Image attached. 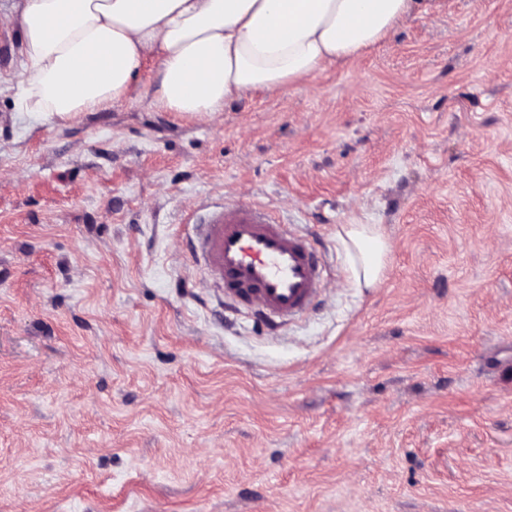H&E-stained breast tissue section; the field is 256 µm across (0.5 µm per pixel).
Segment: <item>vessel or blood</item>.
Returning <instances> with one entry per match:
<instances>
[{
	"label": "vessel or blood",
	"mask_w": 512,
	"mask_h": 512,
	"mask_svg": "<svg viewBox=\"0 0 512 512\" xmlns=\"http://www.w3.org/2000/svg\"><path fill=\"white\" fill-rule=\"evenodd\" d=\"M190 258L211 287L272 325L314 308L327 272L309 240L250 203L205 202Z\"/></svg>",
	"instance_id": "obj_1"
}]
</instances>
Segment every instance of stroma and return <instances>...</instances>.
Wrapping results in <instances>:
<instances>
[{
	"instance_id": "obj_1",
	"label": "stroma",
	"mask_w": 512,
	"mask_h": 512,
	"mask_svg": "<svg viewBox=\"0 0 512 512\" xmlns=\"http://www.w3.org/2000/svg\"><path fill=\"white\" fill-rule=\"evenodd\" d=\"M0 25V512H512V0H431L211 116L19 108ZM313 241L279 328L186 258L204 200ZM344 224L392 251L359 287Z\"/></svg>"
}]
</instances>
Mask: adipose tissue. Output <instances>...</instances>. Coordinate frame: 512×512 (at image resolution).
Listing matches in <instances>:
<instances>
[{"label": "adipose tissue", "instance_id": "adipose-tissue-1", "mask_svg": "<svg viewBox=\"0 0 512 512\" xmlns=\"http://www.w3.org/2000/svg\"><path fill=\"white\" fill-rule=\"evenodd\" d=\"M418 0H19L0 21L25 50L22 108L65 121L126 98L159 60L153 101L190 115L285 91L376 44ZM360 287L383 280L390 244L375 224H344Z\"/></svg>", "mask_w": 512, "mask_h": 512}]
</instances>
